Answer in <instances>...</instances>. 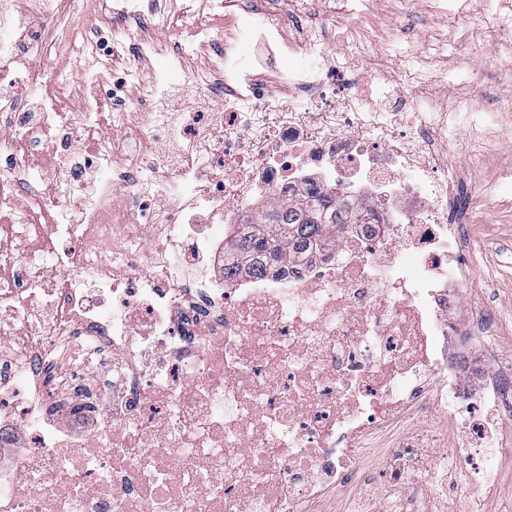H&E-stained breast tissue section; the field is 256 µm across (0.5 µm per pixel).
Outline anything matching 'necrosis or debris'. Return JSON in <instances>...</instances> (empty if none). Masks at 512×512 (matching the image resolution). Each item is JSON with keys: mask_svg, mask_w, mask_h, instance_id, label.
Segmentation results:
<instances>
[{"mask_svg": "<svg viewBox=\"0 0 512 512\" xmlns=\"http://www.w3.org/2000/svg\"><path fill=\"white\" fill-rule=\"evenodd\" d=\"M14 2L0 0V512H318L353 482L410 496L448 459L493 495L512 363L484 345L489 311L454 317L471 270L442 146L470 152L480 114L351 70L322 25L283 39L300 0L237 15L247 49H219L214 80L176 78L182 47L150 76L127 66L137 96L118 107L42 63L77 0H33L26 17ZM122 11L173 35L198 18L207 43L224 0ZM96 15L82 52L153 54L104 0ZM33 25L37 62L14 71ZM313 185L365 223L225 277L229 229ZM88 412L83 440L57 425ZM388 433V460L361 469Z\"/></svg>", "mask_w": 512, "mask_h": 512, "instance_id": "necrosis-or-debris-1", "label": "necrosis or debris"}]
</instances>
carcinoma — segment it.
I'll return each instance as SVG.
<instances>
[{
  "instance_id": "1",
  "label": "carcinoma",
  "mask_w": 512,
  "mask_h": 512,
  "mask_svg": "<svg viewBox=\"0 0 512 512\" xmlns=\"http://www.w3.org/2000/svg\"><path fill=\"white\" fill-rule=\"evenodd\" d=\"M251 232L230 235L224 245V271L237 272L236 257L246 258L251 272L261 276L285 252L300 254L336 223V198L312 189L294 203L263 207L246 219Z\"/></svg>"
}]
</instances>
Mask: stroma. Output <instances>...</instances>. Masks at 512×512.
Here are the masks:
<instances>
[{
    "mask_svg": "<svg viewBox=\"0 0 512 512\" xmlns=\"http://www.w3.org/2000/svg\"><path fill=\"white\" fill-rule=\"evenodd\" d=\"M458 13L441 8L440 0H319L316 14L326 19L336 55L358 71H382L395 78L409 71L419 85L452 88L459 98L484 91L493 105L490 136L472 156L453 158L460 183L470 186L471 173L480 187L466 220L469 230L461 250L473 269L463 290L458 316L475 304L492 308L497 330L489 345L503 359L512 358V82L493 81L494 70L512 54V28L500 34L499 47L480 46L458 60L454 52L467 33L498 9L497 0H456ZM360 19L352 27L351 19ZM430 44L419 55V43Z\"/></svg>",
    "mask_w": 512,
    "mask_h": 512,
    "instance_id": "35a3bbf8",
    "label": "stroma"
}]
</instances>
